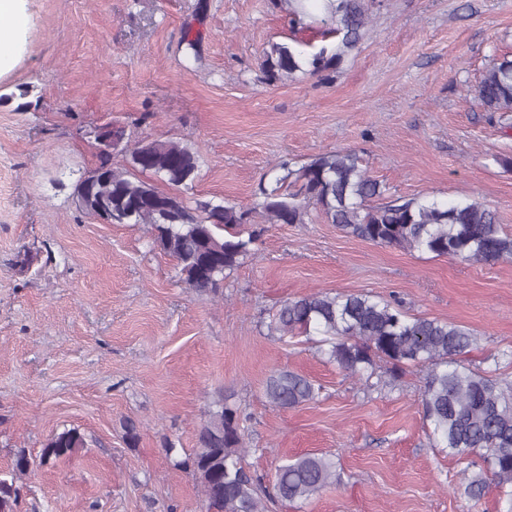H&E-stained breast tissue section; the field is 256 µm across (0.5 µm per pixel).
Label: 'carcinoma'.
I'll return each mask as SVG.
<instances>
[{
    "instance_id": "cac0c4a2",
    "label": "carcinoma",
    "mask_w": 512,
    "mask_h": 512,
    "mask_svg": "<svg viewBox=\"0 0 512 512\" xmlns=\"http://www.w3.org/2000/svg\"><path fill=\"white\" fill-rule=\"evenodd\" d=\"M324 22L336 27L334 49L310 56L275 43L265 52L271 81L298 72L316 75L334 68L356 48L368 17L362 0H321ZM488 112H512V59L494 58L474 86ZM102 151L89 171L90 194L77 191L79 207L114 224H149L154 243L177 261L181 280L199 294H217L224 279L250 253L263 232L260 224H305L316 210L329 224L377 245L448 257L465 263L494 265L512 261V234L498 224L496 210L473 199L452 205L389 196V187L371 177L351 150L330 151L293 169L273 168L270 184L260 181L250 208L225 202H191L199 161L188 146L174 140H137ZM162 182L166 192L156 186ZM377 199L379 203L371 204ZM268 334L307 336L315 332L320 352L350 376L377 378L376 387L395 385L406 367L425 371L420 394L433 436L453 456L469 457L474 468L465 494L480 499L489 485L512 512V382L491 370L472 368L463 355L478 344L476 334L437 318L410 316L396 299L371 293L317 291L283 301L267 324ZM390 365L388 377L376 373L377 362ZM268 402L295 408L315 397L305 376L285 371L266 383ZM241 411L216 402L198 434L197 448L178 467L192 470L210 512H266L264 500L277 496L305 503L335 479V462L326 455H298L277 468L270 494L261 479L242 465ZM84 436L67 430L44 445L40 464L52 467L78 448ZM30 468L21 451L9 469L0 470V512H15L21 496L17 481Z\"/></svg>"
}]
</instances>
